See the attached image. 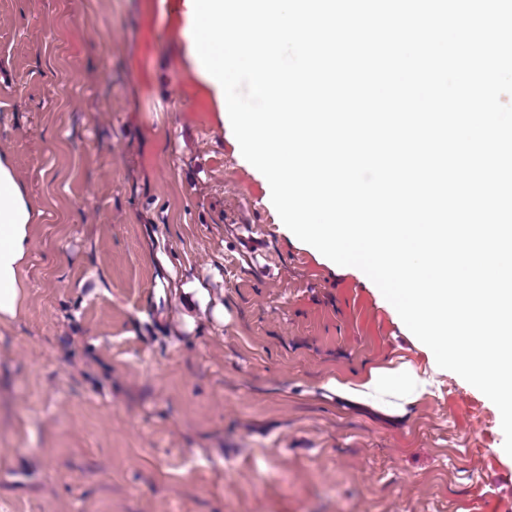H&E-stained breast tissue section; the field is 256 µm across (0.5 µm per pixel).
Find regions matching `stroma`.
Segmentation results:
<instances>
[{
  "label": "stroma",
  "mask_w": 512,
  "mask_h": 512,
  "mask_svg": "<svg viewBox=\"0 0 512 512\" xmlns=\"http://www.w3.org/2000/svg\"><path fill=\"white\" fill-rule=\"evenodd\" d=\"M148 0H0V153L43 215L0 324V512H512L498 408L445 371L396 413L336 393L430 364L360 269L293 236ZM260 198L274 274L224 216ZM229 316L180 330L173 290Z\"/></svg>",
  "instance_id": "35a3bbf8"
}]
</instances>
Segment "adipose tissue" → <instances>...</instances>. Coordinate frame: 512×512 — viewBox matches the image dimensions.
<instances>
[{
	"label": "adipose tissue",
	"mask_w": 512,
	"mask_h": 512,
	"mask_svg": "<svg viewBox=\"0 0 512 512\" xmlns=\"http://www.w3.org/2000/svg\"><path fill=\"white\" fill-rule=\"evenodd\" d=\"M40 211L19 181L11 158L0 154V323L19 315L24 299L21 287L23 260L31 246L30 228ZM184 312L185 327L200 322L223 323L224 306L208 286L198 279L185 281L177 288Z\"/></svg>",
	"instance_id": "adipose-tissue-1"
}]
</instances>
